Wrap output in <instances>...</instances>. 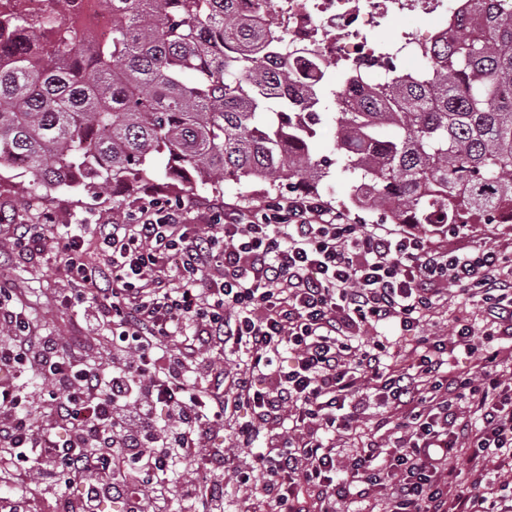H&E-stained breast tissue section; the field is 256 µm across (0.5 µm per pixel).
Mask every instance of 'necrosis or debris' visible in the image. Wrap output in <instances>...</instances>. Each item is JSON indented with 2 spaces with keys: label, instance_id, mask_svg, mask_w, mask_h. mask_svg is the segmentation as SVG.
<instances>
[{
  "label": "necrosis or debris",
  "instance_id": "4bbe7bcc",
  "mask_svg": "<svg viewBox=\"0 0 512 512\" xmlns=\"http://www.w3.org/2000/svg\"><path fill=\"white\" fill-rule=\"evenodd\" d=\"M237 7L259 21L275 12L276 34L286 45L312 46L345 68L362 67L371 77L383 70L384 45L369 39L367 29L389 18L421 17L428 22L426 30L408 27L400 35L405 44L420 45L446 32L452 14L448 0H237Z\"/></svg>",
  "mask_w": 512,
  "mask_h": 512
}]
</instances>
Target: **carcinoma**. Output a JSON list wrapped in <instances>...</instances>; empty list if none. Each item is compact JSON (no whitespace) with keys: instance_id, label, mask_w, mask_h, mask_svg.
<instances>
[{"instance_id":"cac0c4a2","label":"carcinoma","mask_w":512,"mask_h":512,"mask_svg":"<svg viewBox=\"0 0 512 512\" xmlns=\"http://www.w3.org/2000/svg\"><path fill=\"white\" fill-rule=\"evenodd\" d=\"M0 14V171L30 191H136L286 181L315 196L321 90L266 44L236 0H109L95 41L51 0ZM450 38L373 91L335 94L336 166L350 203L395 224L512 222V13L471 0Z\"/></svg>"}]
</instances>
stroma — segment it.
Masks as SVG:
<instances>
[{
	"label": "stroma",
	"mask_w": 512,
	"mask_h": 512,
	"mask_svg": "<svg viewBox=\"0 0 512 512\" xmlns=\"http://www.w3.org/2000/svg\"><path fill=\"white\" fill-rule=\"evenodd\" d=\"M29 179L14 173L0 177V271L6 273L10 287L16 288L19 301L43 326L61 336L83 335V323L73 312L62 313L56 304L61 288L67 287L66 271L58 261L54 242L58 236L73 235L95 224L124 222L140 200L185 203L193 210L197 223H204L209 209L233 204L251 215L266 204L293 195L288 183L269 188L249 182H224L220 189L205 186L186 191L165 179L120 197L108 189L28 191ZM351 181L336 173L322 193L328 210L345 214L354 224H377L381 218L349 207ZM18 224H40L44 238L39 251L19 254L13 246V228Z\"/></svg>",
	"instance_id": "35a3bbf8"
}]
</instances>
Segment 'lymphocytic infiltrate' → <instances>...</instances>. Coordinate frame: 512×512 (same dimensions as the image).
<instances>
[{
    "label": "lymphocytic infiltrate",
    "instance_id": "lymphocytic-infiltrate-1",
    "mask_svg": "<svg viewBox=\"0 0 512 512\" xmlns=\"http://www.w3.org/2000/svg\"><path fill=\"white\" fill-rule=\"evenodd\" d=\"M190 214L144 200L94 227L100 267L80 237L58 240L59 304L80 306L84 335L41 327L0 287V485L21 488L0 512L41 498L59 512H224L228 472L267 512H359L373 493L390 512H512L489 471L512 458V249L352 224L301 196L251 219L229 204L203 226ZM448 297L502 338L462 372L452 360L473 350V324L445 342L419 333ZM390 323L418 334L403 355L377 333ZM224 351L238 357L229 375ZM372 406L392 443L337 453L329 434ZM243 408L240 445L256 423L291 424L246 461L210 445Z\"/></svg>",
    "mask_w": 512,
    "mask_h": 512
}]
</instances>
